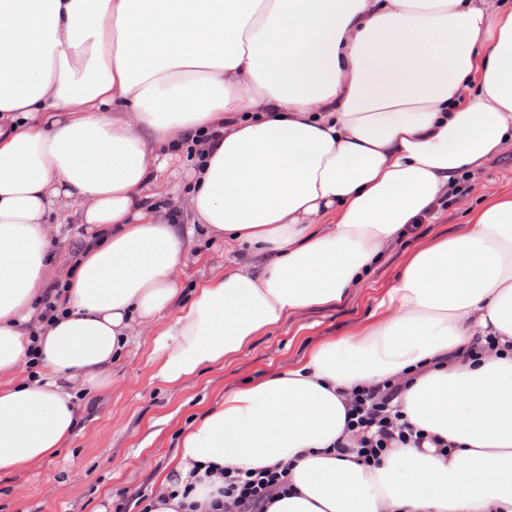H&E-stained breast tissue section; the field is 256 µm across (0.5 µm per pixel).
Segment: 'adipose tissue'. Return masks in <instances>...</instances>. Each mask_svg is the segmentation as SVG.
<instances>
[{
    "label": "adipose tissue",
    "mask_w": 512,
    "mask_h": 512,
    "mask_svg": "<svg viewBox=\"0 0 512 512\" xmlns=\"http://www.w3.org/2000/svg\"><path fill=\"white\" fill-rule=\"evenodd\" d=\"M213 129L181 210L242 256L182 303L184 222L152 200ZM510 147L512 0H0V473L64 447L73 381L106 384L131 336L151 334L154 378L199 376L343 302ZM69 209L98 239L33 345ZM380 307L193 419L157 512H214L225 471L260 469L287 472L267 512H512V193L412 250ZM478 336L495 348L465 355ZM389 378L425 442L338 455L351 389Z\"/></svg>",
    "instance_id": "1"
}]
</instances>
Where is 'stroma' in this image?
<instances>
[{
    "instance_id": "35a3bbf8",
    "label": "stroma",
    "mask_w": 512,
    "mask_h": 512,
    "mask_svg": "<svg viewBox=\"0 0 512 512\" xmlns=\"http://www.w3.org/2000/svg\"><path fill=\"white\" fill-rule=\"evenodd\" d=\"M512 192V150L489 159L469 177L450 207L437 210L420 229L392 244L369 280L336 305L310 308L257 336L236 356L177 386L151 377L148 335L133 337L125 354L108 370V383L89 393L76 384L78 428L58 454L40 464L0 473V512H115L135 494L155 488L154 476L173 455L185 426L221 402L224 392L298 365L323 340L341 338L376 321L378 304L407 254L430 238L465 231L469 209L494 195ZM86 238L78 224L50 230L59 283L75 264L74 252ZM234 244L194 226L184 255L180 285L191 290L236 258Z\"/></svg>"
}]
</instances>
